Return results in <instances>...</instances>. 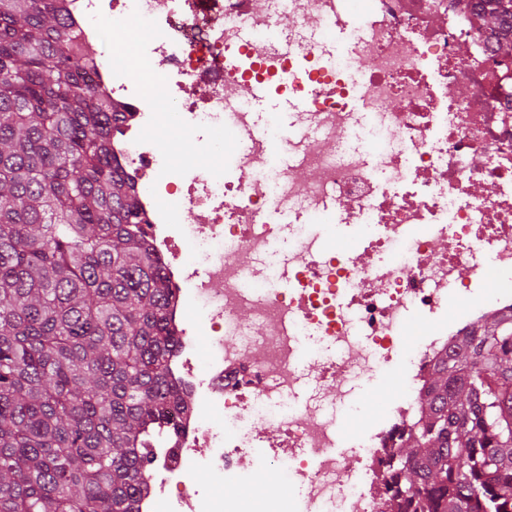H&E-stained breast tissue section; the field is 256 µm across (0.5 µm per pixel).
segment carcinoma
Listing matches in <instances>:
<instances>
[{
	"instance_id": "cac0c4a2",
	"label": "carcinoma",
	"mask_w": 512,
	"mask_h": 512,
	"mask_svg": "<svg viewBox=\"0 0 512 512\" xmlns=\"http://www.w3.org/2000/svg\"><path fill=\"white\" fill-rule=\"evenodd\" d=\"M481 26L512 61V0ZM62 0H0V512H139L181 402L172 288ZM394 512H512V316L431 372L389 460Z\"/></svg>"
}]
</instances>
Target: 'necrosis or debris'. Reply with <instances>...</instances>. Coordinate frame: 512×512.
I'll list each match as a JSON object with an SVG mask.
<instances>
[{"label": "necrosis or debris", "instance_id": "4bbe7bcc", "mask_svg": "<svg viewBox=\"0 0 512 512\" xmlns=\"http://www.w3.org/2000/svg\"><path fill=\"white\" fill-rule=\"evenodd\" d=\"M339 2L168 0L161 10L157 0H64L81 41L95 47L88 81L124 107L112 153L134 186L147 243L165 261L173 289L169 325L180 344L170 378L185 404L173 414L174 434L154 451L140 512H224L223 499L193 476L244 471L252 463L248 448L265 440L254 430L258 422L279 434L271 463L307 485L303 503L272 498L260 512H388L387 465L414 421L416 398L437 359L484 314L466 304L472 288L462 276L478 272L473 259L481 250L509 276L490 304L512 314V63L498 56L495 36L475 25L477 0H356L365 26L348 57L331 63L305 44L292 58L243 37L272 25L296 34L308 20L331 19ZM115 15L151 20L143 50L163 79L174 80L171 102L185 134L228 120L249 128L253 113L225 94L260 78L287 81L306 97L318 136L294 141L295 164L286 170L256 140L234 154L233 170L204 168L169 181V159L154 138L165 118L140 107L146 85L112 60L103 22ZM361 61L367 77L358 83L352 70ZM358 98L375 120L342 154L338 142L355 117L349 103ZM165 196L178 197L180 210L160 208ZM300 197L311 208H332L340 223H364L370 261L318 246L301 225L288 293L244 292L239 255L259 256L269 245L259 212ZM183 211L195 223L182 221ZM440 241L447 250L436 251ZM461 302L465 310L449 315ZM243 313L263 329L254 354L224 334L229 318ZM413 315L426 329L410 352L404 330ZM201 327L210 338L203 359L193 341ZM306 328L339 352L321 381L387 366L410 390L409 399L367 418L358 465L336 454L343 433L320 406L289 404L301 381L295 362Z\"/></svg>", "mask_w": 512, "mask_h": 512}]
</instances>
